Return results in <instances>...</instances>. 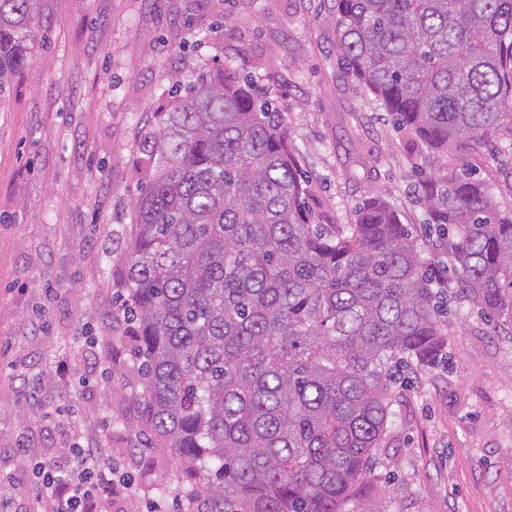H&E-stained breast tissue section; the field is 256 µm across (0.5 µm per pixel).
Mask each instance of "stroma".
Returning <instances> with one entry per match:
<instances>
[{
    "mask_svg": "<svg viewBox=\"0 0 512 512\" xmlns=\"http://www.w3.org/2000/svg\"><path fill=\"white\" fill-rule=\"evenodd\" d=\"M332 0H39L33 65L0 102V512H40L18 438L59 457L73 431L105 434L128 486L112 512H192L166 449L149 447L139 363L122 309L142 175L139 147L173 85L231 64L279 112L318 224H350L380 193L429 265L417 156L338 68ZM448 360L397 375L371 477L385 512H512V323L456 297ZM67 362L68 379L51 367Z\"/></svg>",
    "mask_w": 512,
    "mask_h": 512,
    "instance_id": "obj_1",
    "label": "stroma"
}]
</instances>
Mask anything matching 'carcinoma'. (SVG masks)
Here are the masks:
<instances>
[{"instance_id": "cac0c4a2", "label": "carcinoma", "mask_w": 512, "mask_h": 512, "mask_svg": "<svg viewBox=\"0 0 512 512\" xmlns=\"http://www.w3.org/2000/svg\"><path fill=\"white\" fill-rule=\"evenodd\" d=\"M338 67L432 158L505 137L512 0H333ZM37 0H0V102L32 65ZM123 309L147 435L206 512H347L393 416V365L448 344L420 247L372 194L332 234L305 205L289 135L230 65L175 91L144 139ZM454 287L512 321V211L488 183L420 169Z\"/></svg>"}]
</instances>
